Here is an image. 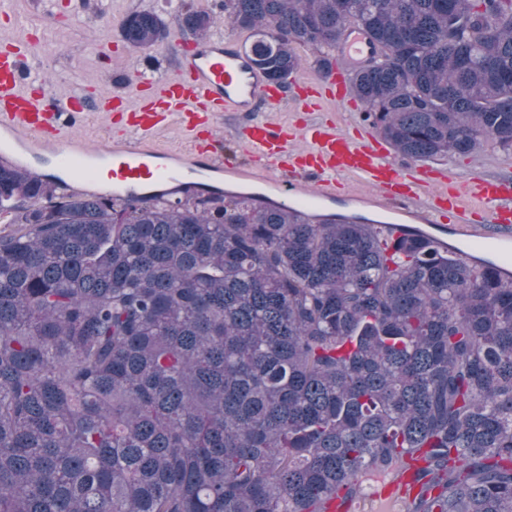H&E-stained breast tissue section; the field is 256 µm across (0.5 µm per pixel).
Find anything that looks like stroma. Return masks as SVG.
I'll return each instance as SVG.
<instances>
[{
    "label": "stroma",
    "instance_id": "stroma-1",
    "mask_svg": "<svg viewBox=\"0 0 512 512\" xmlns=\"http://www.w3.org/2000/svg\"><path fill=\"white\" fill-rule=\"evenodd\" d=\"M23 37L28 41V63L38 69L57 96L86 90L90 97L108 96L128 88L137 77L162 78L188 53L192 33L172 26L169 36L150 50L127 45L122 23L130 15L150 11L163 20L172 18L169 0H17ZM107 45L98 53V42ZM120 113L89 111L69 129L66 143L75 148L107 149L110 134L121 133ZM433 174L453 173L457 181L472 175L512 178V147L490 143L469 155L452 154L427 161Z\"/></svg>",
    "mask_w": 512,
    "mask_h": 512
}]
</instances>
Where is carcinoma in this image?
<instances>
[{
	"instance_id": "1",
	"label": "carcinoma",
	"mask_w": 512,
	"mask_h": 512,
	"mask_svg": "<svg viewBox=\"0 0 512 512\" xmlns=\"http://www.w3.org/2000/svg\"><path fill=\"white\" fill-rule=\"evenodd\" d=\"M267 79L372 45L365 117L401 155L512 146V0H224ZM174 22L214 19L178 0ZM135 51L169 24L122 25ZM71 195L0 164V512H326L419 462L410 512H512V282L423 232Z\"/></svg>"
}]
</instances>
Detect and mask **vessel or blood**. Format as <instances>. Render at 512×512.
I'll use <instances>...</instances> for the list:
<instances>
[{
	"label": "vessel or blood",
	"instance_id": "1",
	"mask_svg": "<svg viewBox=\"0 0 512 512\" xmlns=\"http://www.w3.org/2000/svg\"><path fill=\"white\" fill-rule=\"evenodd\" d=\"M369 52L366 39L356 31L339 45L329 73L320 78L333 88L331 101H341L349 84L344 62L361 61ZM25 59L22 43L15 39L0 51V131L35 150L49 151L55 166L79 173V180L68 183V192L92 194L107 180L127 189L171 185L192 193L203 173L209 172L228 180L258 182L279 204L308 219L324 214L326 204L336 203L339 179L352 177L374 187L378 196L397 197L399 221L380 228L386 240L405 236L411 224L424 220L426 209L449 210L455 233L470 245L469 251L461 252L462 260L498 247L512 263V180L476 176L451 193L429 182L428 169L406 173L397 168L378 140L360 142L319 119L293 129L257 116L258 108L278 106L289 85L266 79L245 50L225 46L223 39L198 40L180 69L162 79L134 80L143 95L136 103L119 91L95 100L56 97L40 79L26 73ZM106 105L124 113L126 130L105 152V165L95 166V152L54 147V140L84 112ZM226 112L252 115L242 133L247 162L225 154L217 139L206 150L184 153L164 150L151 141L171 121L189 129L211 127ZM298 137L304 145L292 149Z\"/></svg>",
	"mask_w": 512,
	"mask_h": 512
}]
</instances>
